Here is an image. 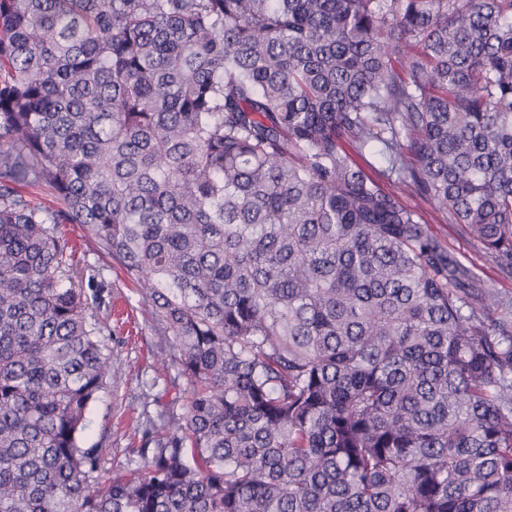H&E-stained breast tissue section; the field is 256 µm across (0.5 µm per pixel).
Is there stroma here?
<instances>
[{"label":"stroma","mask_w":512,"mask_h":512,"mask_svg":"<svg viewBox=\"0 0 512 512\" xmlns=\"http://www.w3.org/2000/svg\"><path fill=\"white\" fill-rule=\"evenodd\" d=\"M429 223L435 236L463 260L473 263L504 299V306L492 311V319L512 320V273L484 256L460 225L436 215L430 216ZM62 230L76 260L101 269L98 283L103 303L113 304L120 311L111 321L110 333L104 336L112 352L108 384L88 415L84 434L85 445L99 444L107 450L99 475L105 482L126 470L129 449L144 447L147 421L158 419L167 408L181 407L186 384L179 378L176 364L161 367L160 351L172 356L176 349L155 335L150 313L139 303L132 285L117 270L104 265L94 242L79 225L66 224Z\"/></svg>","instance_id":"stroma-1"}]
</instances>
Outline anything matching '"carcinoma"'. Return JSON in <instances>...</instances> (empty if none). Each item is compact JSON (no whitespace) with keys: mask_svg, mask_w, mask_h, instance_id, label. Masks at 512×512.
<instances>
[{"mask_svg":"<svg viewBox=\"0 0 512 512\" xmlns=\"http://www.w3.org/2000/svg\"><path fill=\"white\" fill-rule=\"evenodd\" d=\"M406 196L512 270V0H0V512H512V324ZM61 224L188 387L104 484Z\"/></svg>","mask_w":512,"mask_h":512,"instance_id":"obj_1","label":"carcinoma"}]
</instances>
